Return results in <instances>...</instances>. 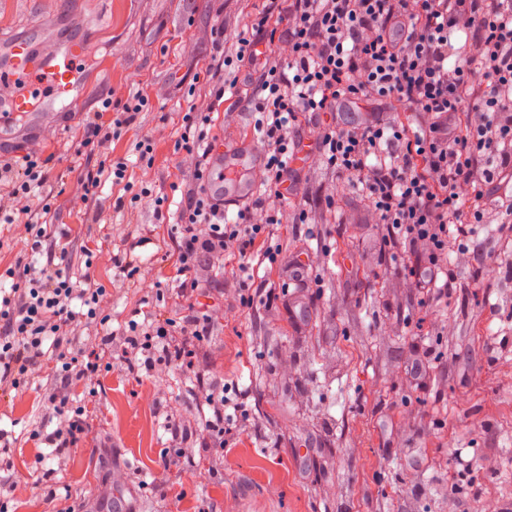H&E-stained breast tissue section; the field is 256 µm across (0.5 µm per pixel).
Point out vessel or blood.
<instances>
[{"label": "vessel or blood", "mask_w": 512, "mask_h": 512, "mask_svg": "<svg viewBox=\"0 0 512 512\" xmlns=\"http://www.w3.org/2000/svg\"><path fill=\"white\" fill-rule=\"evenodd\" d=\"M43 36L28 34L0 39V142L13 144L30 136L40 126L43 112H52L58 125L67 116L82 111L85 99L76 83L82 45L64 43L50 53L43 52ZM260 153L251 143L225 151H211L212 177L206 185L209 195L234 205L250 200L255 183L250 170L260 167Z\"/></svg>", "instance_id": "b4317fda"}]
</instances>
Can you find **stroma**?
<instances>
[{"label": "stroma", "mask_w": 512, "mask_h": 512, "mask_svg": "<svg viewBox=\"0 0 512 512\" xmlns=\"http://www.w3.org/2000/svg\"><path fill=\"white\" fill-rule=\"evenodd\" d=\"M267 8L266 0H0V38L45 28L46 48L71 37L88 43L80 81L89 111L107 95L117 107L139 89L150 94L109 145V159L128 164V184L102 179L92 199L67 174L84 161L81 117L32 137L50 171L38 193L53 200L34 220L66 237L72 277L86 271V251L97 254L91 273L105 292L106 322L77 323L65 350L78 356L123 340L162 308L177 320L209 319L193 369L159 363L134 376L117 359L91 386L72 385L69 400L86 407L91 427L65 452L43 437L57 425L48 401L54 352L0 396L6 512H58L64 494L76 512H485L491 499L512 512V235L499 231L496 214L473 225L469 251L449 243L455 288L447 309L433 311L407 275L424 258L381 251L385 226L359 220L364 197L319 163L316 129L304 124L296 136L306 160L265 241L277 259L207 260L191 306L176 303L180 279L161 257L199 186L180 146L183 118L211 102L214 144L258 139L252 65L230 68L238 82L222 100L210 94L244 21ZM147 137L156 143L148 165L138 152ZM144 186L152 197H140ZM55 249L49 239L31 252L24 225L0 221V272L43 267ZM126 255L134 273L113 264ZM292 262L307 268L301 284L288 281ZM198 370L224 387V448L210 468L186 462L158 480L156 462L173 446L169 422L182 421L184 447L199 453L208 443ZM471 469L481 483L468 484Z\"/></svg>", "instance_id": "stroma-1"}]
</instances>
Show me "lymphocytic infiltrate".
<instances>
[{
  "label": "lymphocytic infiltrate",
  "mask_w": 512,
  "mask_h": 512,
  "mask_svg": "<svg viewBox=\"0 0 512 512\" xmlns=\"http://www.w3.org/2000/svg\"><path fill=\"white\" fill-rule=\"evenodd\" d=\"M288 23V54L258 56L266 39L267 17L246 24L224 67L260 62L253 95L260 130V183L266 198H280L288 180L286 157L299 121L318 128L317 159L360 188L367 201L366 219L385 225L387 247L421 248L425 266L413 268L414 282L428 284L440 304H447L455 283L448 269L450 235L466 236L468 223H482L499 212L503 229L512 228V205L501 206L491 186L496 175L512 173V0H269ZM371 99L376 111L357 124L340 125L332 112L342 103ZM146 94L128 99L119 116L105 121L111 97L101 111L82 122V148L99 154L113 128L134 124L147 105ZM399 102L410 123L395 121L386 106ZM210 108L187 117L181 142L197 152L195 175L209 179ZM49 178L36 153L0 163V219L31 215L34 187ZM239 221H224V205L207 192L191 199L182 215L180 237L168 254L183 281L182 297L201 285L202 255L239 257L253 253L272 224L264 200L245 206ZM14 284L0 294V394L18 388L21 376L39 366L46 340L62 344L71 333L70 308L81 297L85 317L97 321L103 291L75 289L54 262L41 269L7 268ZM150 338L126 337L131 349L157 351L168 365L193 357L205 341L199 322L176 321L155 314ZM112 357L109 347L88 351L86 358L61 356L58 392L50 396L58 425L47 436L57 450L74 447L88 430L85 410L72 406L69 386L91 382Z\"/></svg>",
  "instance_id": "f902f5d3"
}]
</instances>
